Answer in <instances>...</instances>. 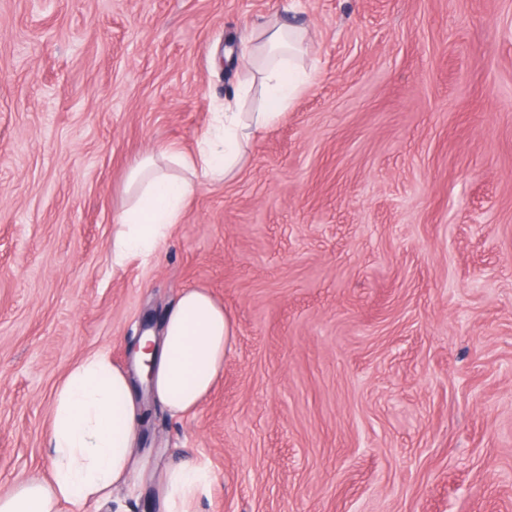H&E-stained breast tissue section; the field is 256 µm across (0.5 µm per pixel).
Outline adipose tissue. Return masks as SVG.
<instances>
[{"mask_svg": "<svg viewBox=\"0 0 512 512\" xmlns=\"http://www.w3.org/2000/svg\"><path fill=\"white\" fill-rule=\"evenodd\" d=\"M304 39L301 28L286 23L252 31L242 62L259 74L264 102L258 111H242L250 92L242 85L215 113L194 153L166 151L163 160L183 169V176L168 174L151 155L131 167L132 201L117 217L119 230L111 243L115 262L154 252L182 220L193 178L219 183L241 170L246 146L274 126L312 80L299 62ZM234 340L235 327L223 304L208 291L191 288L167 310L160 335L141 338L137 358L152 363L155 399L172 415L185 416L213 390ZM139 419L129 372L104 350L83 357L55 393L49 478L17 483L0 495V512H60L65 505L81 512L87 503L111 501L113 491L134 480L155 488L159 512H191L210 485L209 465L178 464L156 474L149 460L134 455Z\"/></svg>", "mask_w": 512, "mask_h": 512, "instance_id": "ef3b65f1", "label": "adipose tissue"}]
</instances>
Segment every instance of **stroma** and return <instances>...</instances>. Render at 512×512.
<instances>
[{"instance_id": "stroma-1", "label": "stroma", "mask_w": 512, "mask_h": 512, "mask_svg": "<svg viewBox=\"0 0 512 512\" xmlns=\"http://www.w3.org/2000/svg\"><path fill=\"white\" fill-rule=\"evenodd\" d=\"M272 16L312 84L114 265L130 168L195 150ZM189 288L235 343L195 413L142 396L137 453L207 462L196 512H512V0H0V494Z\"/></svg>"}]
</instances>
